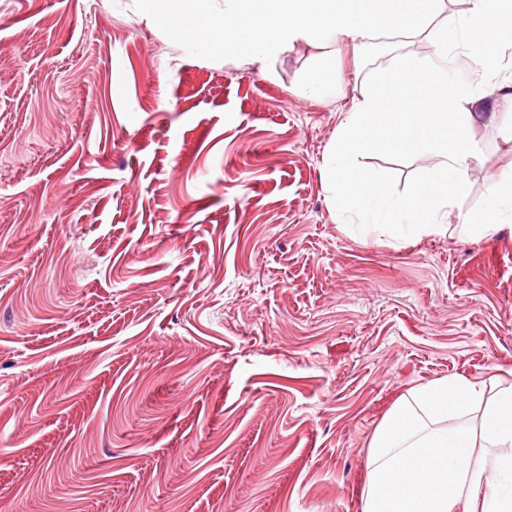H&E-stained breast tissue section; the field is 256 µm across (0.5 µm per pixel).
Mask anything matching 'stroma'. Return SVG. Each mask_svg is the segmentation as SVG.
Masks as SVG:
<instances>
[{
    "mask_svg": "<svg viewBox=\"0 0 512 512\" xmlns=\"http://www.w3.org/2000/svg\"><path fill=\"white\" fill-rule=\"evenodd\" d=\"M383 54L177 51L131 0H0V512H363L396 401L512 383V226L363 241L323 158ZM327 61L332 101L293 94ZM475 108L461 212L512 170ZM442 156L361 157L394 195Z\"/></svg>",
    "mask_w": 512,
    "mask_h": 512,
    "instance_id": "stroma-1",
    "label": "stroma"
}]
</instances>
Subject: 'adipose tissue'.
Masks as SVG:
<instances>
[{
	"mask_svg": "<svg viewBox=\"0 0 512 512\" xmlns=\"http://www.w3.org/2000/svg\"><path fill=\"white\" fill-rule=\"evenodd\" d=\"M469 14L453 22L468 42L473 69L490 72V49H512V0H468ZM482 30L473 38V30ZM512 105V95L489 98L462 87L456 58L440 43L428 62L405 58L346 114L324 163L333 203L358 218L362 239L388 232L398 240L453 231L496 236L512 223V171L487 177V195L475 213H455L469 182L477 146L468 134L471 107ZM389 145L438 150L442 169L418 194H389L382 179L363 171L361 153ZM363 512H512V385L487 395L463 377L418 387L400 399L370 445Z\"/></svg>",
	"mask_w": 512,
	"mask_h": 512,
	"instance_id": "obj_1",
	"label": "adipose tissue"
}]
</instances>
